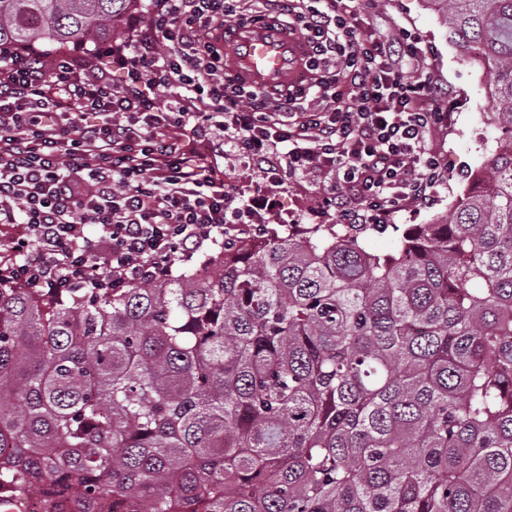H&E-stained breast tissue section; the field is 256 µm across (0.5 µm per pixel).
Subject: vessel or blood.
Listing matches in <instances>:
<instances>
[{"label":"vessel or blood","mask_w":512,"mask_h":512,"mask_svg":"<svg viewBox=\"0 0 512 512\" xmlns=\"http://www.w3.org/2000/svg\"><path fill=\"white\" fill-rule=\"evenodd\" d=\"M307 44L273 21L226 31L224 66L247 86L278 92L305 74Z\"/></svg>","instance_id":"b4317fda"}]
</instances>
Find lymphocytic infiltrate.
<instances>
[{
  "mask_svg": "<svg viewBox=\"0 0 512 512\" xmlns=\"http://www.w3.org/2000/svg\"><path fill=\"white\" fill-rule=\"evenodd\" d=\"M285 9L308 76L275 94L224 67L225 25L264 19L247 0H146L91 47L1 43L0 224L26 234L0 240V281L60 296L170 277L206 244L268 233L293 178L327 179L325 209L352 223L426 199L448 115L416 34L376 35L361 0ZM227 153L262 182L226 181Z\"/></svg>",
  "mask_w": 512,
  "mask_h": 512,
  "instance_id": "lymphocytic-infiltrate-1",
  "label": "lymphocytic infiltrate"
}]
</instances>
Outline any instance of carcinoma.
I'll use <instances>...</instances> for the list:
<instances>
[{
  "label": "carcinoma",
  "mask_w": 512,
  "mask_h": 512,
  "mask_svg": "<svg viewBox=\"0 0 512 512\" xmlns=\"http://www.w3.org/2000/svg\"><path fill=\"white\" fill-rule=\"evenodd\" d=\"M138 0H0V42ZM503 132L451 215L234 243L105 293L0 283V482L139 512H512V0H425ZM232 436L226 443V436Z\"/></svg>",
  "instance_id": "carcinoma-1"
}]
</instances>
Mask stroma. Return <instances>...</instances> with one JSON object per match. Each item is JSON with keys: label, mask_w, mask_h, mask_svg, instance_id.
Returning a JSON list of instances; mask_svg holds the SVG:
<instances>
[{"label": "stroma", "mask_w": 512, "mask_h": 512, "mask_svg": "<svg viewBox=\"0 0 512 512\" xmlns=\"http://www.w3.org/2000/svg\"><path fill=\"white\" fill-rule=\"evenodd\" d=\"M362 7L366 22L378 34H385L396 23L417 33L439 86L433 106L448 115L447 125L439 127L428 143L442 163L440 186L427 201L381 216L384 231L364 234L368 250L383 251L392 247L409 225L430 224L450 216L458 198L485 170L500 131L492 121L496 103L491 95V72L463 57L449 40L440 15L424 0H363ZM324 192L323 184L313 180L289 185L282 196L283 210L300 215L302 226L319 223L317 207Z\"/></svg>", "instance_id": "obj_1"}]
</instances>
